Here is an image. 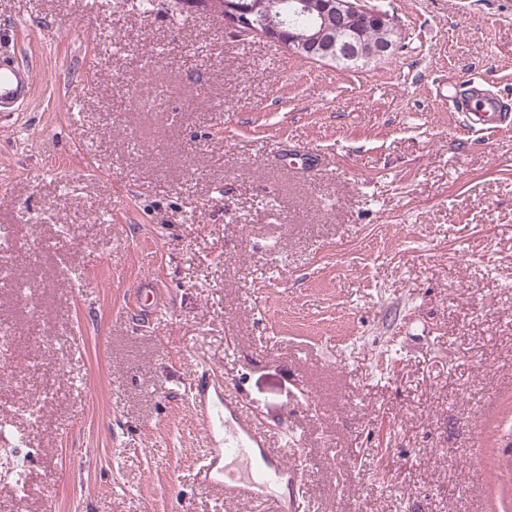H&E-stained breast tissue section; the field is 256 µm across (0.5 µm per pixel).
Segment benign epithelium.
Returning a JSON list of instances; mask_svg holds the SVG:
<instances>
[{
	"mask_svg": "<svg viewBox=\"0 0 512 512\" xmlns=\"http://www.w3.org/2000/svg\"><path fill=\"white\" fill-rule=\"evenodd\" d=\"M191 12L217 13L224 19V27L237 33L258 36L268 42L284 46L294 55L307 56L318 62L346 60L365 64L373 58H385L394 48L397 20L389 11L370 7L367 0H180ZM312 19L301 33L293 24L296 18ZM365 18L384 33L378 41H367L358 36L355 23ZM342 35L337 42L334 36Z\"/></svg>",
	"mask_w": 512,
	"mask_h": 512,
	"instance_id": "7a95c632",
	"label": "benign epithelium"
}]
</instances>
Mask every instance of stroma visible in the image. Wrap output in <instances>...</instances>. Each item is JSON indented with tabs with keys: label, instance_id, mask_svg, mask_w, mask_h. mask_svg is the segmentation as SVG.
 <instances>
[{
	"label": "stroma",
	"instance_id": "stroma-1",
	"mask_svg": "<svg viewBox=\"0 0 512 512\" xmlns=\"http://www.w3.org/2000/svg\"><path fill=\"white\" fill-rule=\"evenodd\" d=\"M372 2L394 51L343 69L176 0H0L35 71L0 117V512H265L195 480L199 363L303 512H512V127L449 105L512 113V0Z\"/></svg>",
	"mask_w": 512,
	"mask_h": 512
}]
</instances>
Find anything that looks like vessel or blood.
<instances>
[{"instance_id": "1", "label": "vessel or blood", "mask_w": 512, "mask_h": 512, "mask_svg": "<svg viewBox=\"0 0 512 512\" xmlns=\"http://www.w3.org/2000/svg\"><path fill=\"white\" fill-rule=\"evenodd\" d=\"M34 71L0 59V114L18 111L31 95ZM193 418L207 440L198 482L228 505H265L270 512H300L302 471L271 448L264 430L244 413L222 378L197 367L190 386Z\"/></svg>"}]
</instances>
